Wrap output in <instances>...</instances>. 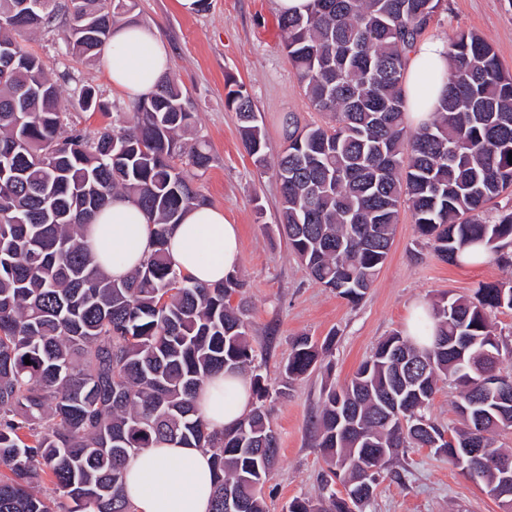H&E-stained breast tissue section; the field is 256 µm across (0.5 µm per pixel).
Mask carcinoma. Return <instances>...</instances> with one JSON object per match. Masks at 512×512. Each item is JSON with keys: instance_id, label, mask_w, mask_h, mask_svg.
I'll use <instances>...</instances> for the list:
<instances>
[{"instance_id": "cac0c4a2", "label": "carcinoma", "mask_w": 512, "mask_h": 512, "mask_svg": "<svg viewBox=\"0 0 512 512\" xmlns=\"http://www.w3.org/2000/svg\"><path fill=\"white\" fill-rule=\"evenodd\" d=\"M21 2L0 0V47L15 56L0 69V512H130L129 456L174 438L212 451L211 512H224L226 492L238 512H268L262 489L279 439L265 401L286 395L331 342L299 336L278 382L251 375L255 401L236 427L218 433L196 415L197 388L216 372L246 371L256 350L237 274L203 286L166 255L168 227L208 202L188 172L209 167L207 144L182 138L195 115L168 74L133 103L129 128L95 139L64 128L61 86L24 37L60 30L73 54L94 59L126 0H40L29 12ZM441 6L314 0L310 14L280 17L300 89L332 117L330 125H302L288 115L272 166L280 227L311 279L353 304L387 259L405 200L443 262L483 261L512 243V211L488 216L512 188V73L479 33L462 31L448 43L446 93L433 118L412 131L405 122L407 55ZM74 93L85 110H106L95 88ZM225 106L237 116L245 151L267 166L265 133L244 84L228 90ZM115 193L155 226L152 251L124 280L99 271L83 234ZM502 308L512 309L509 283L450 296L418 322L431 344L393 333L346 384L324 390L312 421L328 465L321 495L296 497L287 512H350L337 483L369 506L381 474L406 448L437 440L434 453L455 463L442 435L459 440L468 425L432 419L441 382L456 389V403L475 402L471 424L483 426V448L512 459L495 438L512 429V404L489 398L483 386V343L512 356L491 318ZM421 418L424 432L414 428ZM46 479L51 496L34 491Z\"/></svg>"}]
</instances>
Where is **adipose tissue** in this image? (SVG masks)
<instances>
[{
	"label": "adipose tissue",
	"mask_w": 512,
	"mask_h": 512,
	"mask_svg": "<svg viewBox=\"0 0 512 512\" xmlns=\"http://www.w3.org/2000/svg\"><path fill=\"white\" fill-rule=\"evenodd\" d=\"M101 61L113 90L130 99L150 94L171 68L167 46L156 27L116 24ZM448 77L445 44L436 38L415 43L405 73L407 118L419 124L431 118ZM84 240L103 273L121 279L153 247L146 216L126 196L114 195L84 229ZM167 252L180 271L204 285L221 282L236 270L241 253L238 225L212 205L188 209L167 235ZM249 382L242 373L208 378L196 396L199 413L215 431L234 427L250 409ZM215 486L208 449L163 441L129 458L124 491L131 512H210Z\"/></svg>",
	"instance_id": "ef3b65f1"
}]
</instances>
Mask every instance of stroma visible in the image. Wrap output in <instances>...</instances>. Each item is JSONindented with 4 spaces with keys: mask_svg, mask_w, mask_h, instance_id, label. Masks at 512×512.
Instances as JSON below:
<instances>
[{
    "mask_svg": "<svg viewBox=\"0 0 512 512\" xmlns=\"http://www.w3.org/2000/svg\"><path fill=\"white\" fill-rule=\"evenodd\" d=\"M127 17L157 27L167 43L171 71L211 154L198 183L211 205L222 208L240 227L237 271L246 282L250 336L260 373L279 377L295 337L333 340L328 365L295 381L287 396L266 403L280 452L264 495L269 512H284L293 498L321 494L326 463L311 421L323 387L348 380L382 338L403 330L416 303H431L450 293L470 297L481 285L512 281V244L505 247L502 262L491 258L464 266L445 263L425 245L404 205L388 258L362 302L350 304L315 284L280 232V191L272 170L257 167L247 155L236 115L224 105L226 84H246L272 160L284 144L283 119L288 113H297L305 123L328 120L298 86L273 0H207L194 15L180 13L175 0H133ZM461 30L484 35L512 69V0H443L425 34L446 41ZM25 45L42 58L50 76L66 75L62 92L69 125L94 138L114 126L117 113L128 111L130 99L113 92L100 59L67 56L54 34L27 35ZM81 85L98 90L107 113L83 111L73 95ZM367 512L502 510L446 458L412 448L383 473Z\"/></svg>",
    "mask_w": 512,
    "mask_h": 512,
    "instance_id": "stroma-1",
    "label": "stroma"
}]
</instances>
